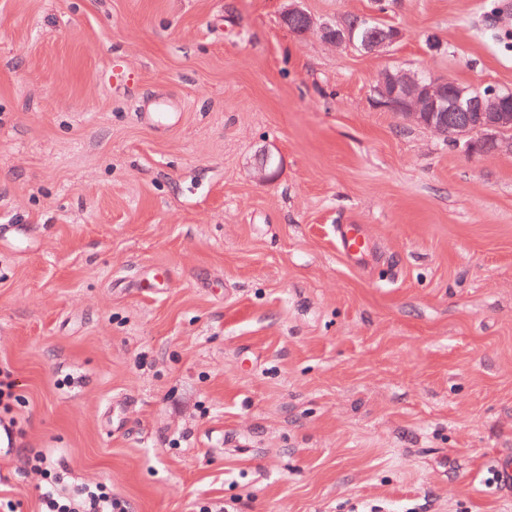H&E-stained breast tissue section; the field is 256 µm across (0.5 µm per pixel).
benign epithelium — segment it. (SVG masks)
Returning <instances> with one entry per match:
<instances>
[{
    "mask_svg": "<svg viewBox=\"0 0 512 512\" xmlns=\"http://www.w3.org/2000/svg\"><path fill=\"white\" fill-rule=\"evenodd\" d=\"M281 19L301 14L307 20V32L320 36L325 42L341 47L353 43L354 27L346 15L334 22H318L300 7L299 0H286ZM405 38L402 28L392 26L374 40L362 44L367 52H385ZM377 103L391 110L402 112L409 120L426 126L438 135L443 127L434 122V115L450 109L480 112L481 134L478 138H465L459 134L455 144H463L465 151L475 154H512V137L502 134L504 127L512 123V108L505 98L488 95L469 99L459 84L444 76H436L423 70L388 69L381 73L373 87Z\"/></svg>",
    "mask_w": 512,
    "mask_h": 512,
    "instance_id": "1",
    "label": "benign epithelium"
}]
</instances>
